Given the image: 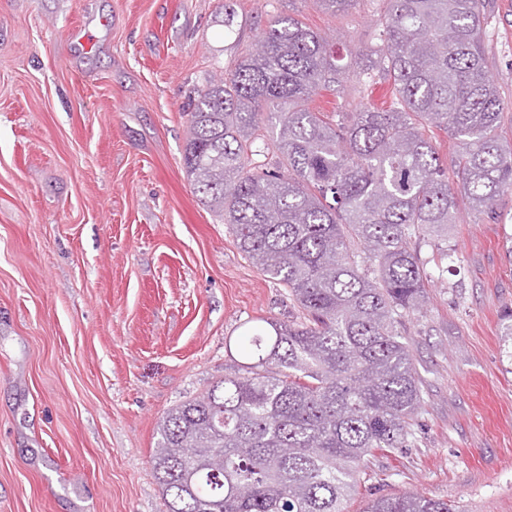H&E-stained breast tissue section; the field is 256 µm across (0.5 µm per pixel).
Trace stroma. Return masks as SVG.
<instances>
[{
    "mask_svg": "<svg viewBox=\"0 0 512 512\" xmlns=\"http://www.w3.org/2000/svg\"><path fill=\"white\" fill-rule=\"evenodd\" d=\"M382 0H0V512H166L151 457L168 411L246 370L248 331L293 320L288 290L235 244L184 172L191 96L288 13L368 53ZM232 25H225V17ZM492 73L512 112V10L493 0ZM379 78L314 110L389 103ZM458 261L404 317L423 401L347 512L419 492L512 512V309L503 225L460 210Z\"/></svg>",
    "mask_w": 512,
    "mask_h": 512,
    "instance_id": "35a3bbf8",
    "label": "stroma"
}]
</instances>
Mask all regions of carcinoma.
<instances>
[{
  "mask_svg": "<svg viewBox=\"0 0 512 512\" xmlns=\"http://www.w3.org/2000/svg\"><path fill=\"white\" fill-rule=\"evenodd\" d=\"M370 71L385 109L328 118L321 90L361 79L292 15L267 19L254 47L189 104L187 180L239 249L288 287L299 320L250 337L247 375H224L161 420L152 469L166 512H345L377 451L405 448L421 379L405 316L423 309L420 242L440 261L460 201L500 218L512 196V145L485 42L486 0H382ZM279 130L265 141L262 111ZM458 141L442 160L434 130ZM276 154L269 169L249 157ZM502 353L512 360V311ZM363 512H455L418 493Z\"/></svg>",
  "mask_w": 512,
  "mask_h": 512,
  "instance_id": "cac0c4a2",
  "label": "carcinoma"
}]
</instances>
